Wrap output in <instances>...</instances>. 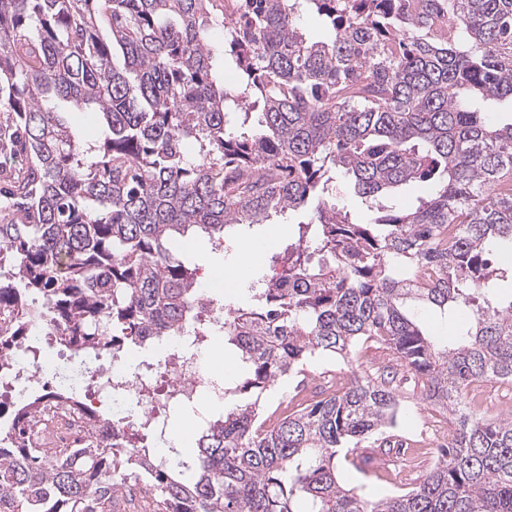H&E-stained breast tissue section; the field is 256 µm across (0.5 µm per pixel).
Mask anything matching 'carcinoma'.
Returning <instances> with one entry per match:
<instances>
[{
	"label": "carcinoma",
	"instance_id": "cac0c4a2",
	"mask_svg": "<svg viewBox=\"0 0 512 512\" xmlns=\"http://www.w3.org/2000/svg\"><path fill=\"white\" fill-rule=\"evenodd\" d=\"M303 10L327 39L296 27ZM504 100L512 0H0V157L27 160L0 163V374L43 317L87 358L190 324L209 335L177 245L193 232L220 246L231 225L317 202L274 257L278 278L224 317L244 364L224 397L249 398L195 434L192 478L132 434L48 456L30 441L42 401L82 406L57 386L14 402L0 495L18 512H102L121 476L145 484L152 512H512V418L466 406L472 384L512 383V294L497 265L512 249V121L485 112ZM61 102L94 109L100 136L78 140ZM338 172L367 219L331 202ZM417 181L430 189L416 207L388 204ZM409 300L439 310L456 340L434 342ZM368 343L456 426L418 485L382 498L341 482L336 458L365 441L383 456L405 449L388 432L390 366L264 418L279 382Z\"/></svg>",
	"mask_w": 512,
	"mask_h": 512
}]
</instances>
